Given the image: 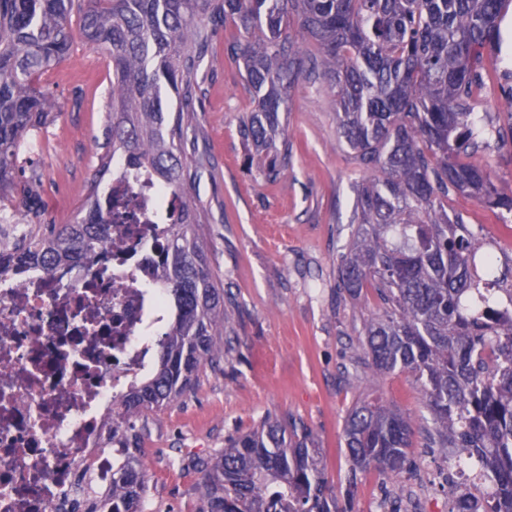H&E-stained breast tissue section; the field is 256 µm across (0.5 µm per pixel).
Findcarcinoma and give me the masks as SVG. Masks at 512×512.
Here are the masks:
<instances>
[{"mask_svg": "<svg viewBox=\"0 0 512 512\" xmlns=\"http://www.w3.org/2000/svg\"><path fill=\"white\" fill-rule=\"evenodd\" d=\"M511 11L512 0H0V193L18 189L22 143L59 111L40 78L69 59L72 19L112 66L110 149L88 209L19 250L0 247V265L51 276L117 246L99 191L111 173L160 191L165 242L146 274L169 306L166 330L150 374L121 397L109 427L118 447L105 503L85 512H144L135 420L192 390L229 353L224 287L202 240L208 213L187 191L206 163L196 73L228 22L239 35L225 51L242 64L252 103L239 133L264 177L288 166L280 114L303 75L332 92L338 134L373 172L355 186L356 228L336 288L376 295L363 325L366 365L378 377L411 374L429 416L417 423L377 398L357 401L343 428L350 484L371 469L401 474L418 424L426 447L476 466L466 486L448 476L450 512H512V278L494 246L448 214L453 193L512 215V192L469 161L487 147L475 103ZM190 463L201 474L198 512H337L303 423L266 416Z\"/></svg>", "mask_w": 512, "mask_h": 512, "instance_id": "1", "label": "carcinoma"}]
</instances>
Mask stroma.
<instances>
[{
    "instance_id": "obj_1",
    "label": "stroma",
    "mask_w": 512,
    "mask_h": 512,
    "mask_svg": "<svg viewBox=\"0 0 512 512\" xmlns=\"http://www.w3.org/2000/svg\"><path fill=\"white\" fill-rule=\"evenodd\" d=\"M509 37L490 71L482 109L505 124L503 87L512 85ZM204 108L199 147L209 163L190 191L209 214L204 240L213 276L224 285L231 315V351L220 369L204 370L192 391L136 423L147 467L145 512H197L198 474L175 464L178 449L197 457L220 450L231 436L268 415L302 420L323 449V468L339 512H379L380 500H400L405 512H449L441 479L448 455L416 433L407 451L411 470L375 471L349 488L343 426L360 397L381 398L418 417L424 414L410 374L373 379L358 330L379 307L375 296L352 300L336 290V255L352 238L354 187L364 176L336 133L333 95L321 82L301 79L281 124L292 146L286 171L271 182L258 175L238 133L250 95L238 68L216 42L204 60ZM60 110L29 137L18 162L33 205H19L25 233L74 221L105 153L111 125L112 74L104 56L75 39L70 59L47 73ZM448 210L498 245L512 261V238L493 208L455 195Z\"/></svg>"
}]
</instances>
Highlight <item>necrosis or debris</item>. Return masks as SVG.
<instances>
[{
    "label": "necrosis or debris",
    "mask_w": 512,
    "mask_h": 512,
    "mask_svg": "<svg viewBox=\"0 0 512 512\" xmlns=\"http://www.w3.org/2000/svg\"><path fill=\"white\" fill-rule=\"evenodd\" d=\"M110 236L53 276L0 268V512H84L112 484L100 430L151 365L164 321L145 267L159 258L156 186L113 180Z\"/></svg>",
    "instance_id": "obj_1"
}]
</instances>
